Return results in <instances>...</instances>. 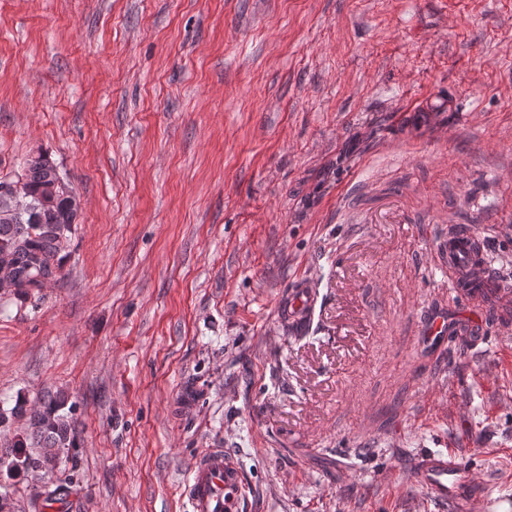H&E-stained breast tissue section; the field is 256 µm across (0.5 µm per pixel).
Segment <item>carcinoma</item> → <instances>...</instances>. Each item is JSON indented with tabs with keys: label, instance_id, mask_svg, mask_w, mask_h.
Wrapping results in <instances>:
<instances>
[{
	"label": "carcinoma",
	"instance_id": "carcinoma-1",
	"mask_svg": "<svg viewBox=\"0 0 512 512\" xmlns=\"http://www.w3.org/2000/svg\"><path fill=\"white\" fill-rule=\"evenodd\" d=\"M59 178L57 166L41 152L26 160L19 172L0 177V187L16 185L26 198L22 211L0 219V267L11 271V292L17 298L28 297L33 289L56 278L69 256L79 203L71 195L48 190ZM26 404L19 396L13 407L0 406V428L14 417L30 413L26 432L0 450V469H6L10 478L53 473L61 469L65 453L78 447L76 405L69 403L68 395L49 393L30 412ZM68 494L69 486L63 481L51 491L37 493L33 508L42 512Z\"/></svg>",
	"mask_w": 512,
	"mask_h": 512
}]
</instances>
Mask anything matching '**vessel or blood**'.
I'll return each instance as SVG.
<instances>
[{"label":"vessel or blood","mask_w":512,"mask_h":512,"mask_svg":"<svg viewBox=\"0 0 512 512\" xmlns=\"http://www.w3.org/2000/svg\"><path fill=\"white\" fill-rule=\"evenodd\" d=\"M437 252L443 272L467 310L455 318L444 308L432 310L421 323L423 348L435 351L449 336H466L471 343H480L487 325L500 338H512V286L487 263L485 236L470 226L453 225L447 238L439 242ZM316 306L313 280L302 277L290 289L281 318L293 332L306 333ZM412 475L433 497L450 501L456 512H470L488 493L486 482L447 451L419 455ZM243 487L237 462L223 449L209 448L194 459L183 495L190 512H243Z\"/></svg>","instance_id":"b4317fda"}]
</instances>
